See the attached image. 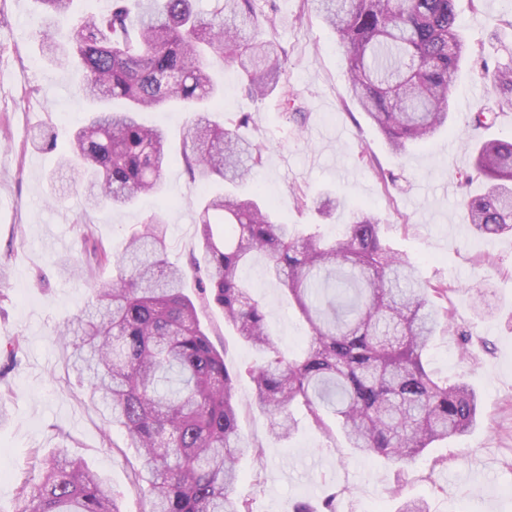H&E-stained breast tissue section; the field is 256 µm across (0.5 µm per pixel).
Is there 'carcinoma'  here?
Instances as JSON below:
<instances>
[{
	"label": "carcinoma",
	"mask_w": 512,
	"mask_h": 512,
	"mask_svg": "<svg viewBox=\"0 0 512 512\" xmlns=\"http://www.w3.org/2000/svg\"><path fill=\"white\" fill-rule=\"evenodd\" d=\"M36 2L49 31L42 55L79 71L96 105L63 153L68 188L82 190L87 209L160 195L171 162L167 136L139 113L174 104L191 113L181 159L203 188L196 224L205 266L192 263L198 299L185 293V270L164 258L157 211L119 253H100L112 262V281L94 286V298L59 331L73 347V369L139 449L131 492L148 496L146 512H253V499L232 493L244 448L237 372L202 329L197 300L221 308L236 336L265 355L249 375L278 440L290 437L300 408L325 437L339 432L351 450L403 467L472 430L478 394L436 377L423 361L451 321L441 304L448 285L423 280L362 210L340 238L327 239L278 223L259 190L237 192L261 163L262 146L211 120L222 101L210 69L235 64L252 98L280 87L286 52L263 37L274 14L262 0H212L205 12L195 0H111L109 10L78 15L65 31L58 21L74 0ZM313 2L344 49L352 97L395 153L447 126L468 53L455 0ZM484 77L495 110L473 113L475 128L512 111V65ZM472 162L480 189L464 201L466 223L482 236L512 233V136L477 143ZM215 180L224 192L207 190ZM257 254L307 323L310 343L299 359L280 350L241 279ZM32 469L39 482L20 484L16 512H123L107 481L64 448L34 451Z\"/></svg>",
	"instance_id": "carcinoma-1"
}]
</instances>
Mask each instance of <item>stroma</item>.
Listing matches in <instances>:
<instances>
[{"label": "stroma", "instance_id": "stroma-1", "mask_svg": "<svg viewBox=\"0 0 512 512\" xmlns=\"http://www.w3.org/2000/svg\"><path fill=\"white\" fill-rule=\"evenodd\" d=\"M277 23L268 37L288 53L281 84L303 106L307 119L284 115L279 94L245 95L234 66L216 68L224 88L220 117L233 127L252 117L243 135L260 143L254 179L279 222L307 229L324 223L339 233L357 208L381 220L380 236L415 264L424 280L448 285L450 328L431 344L430 370L463 378L478 393L482 412L468 435L436 444L404 468L373 455L353 453L301 420L295 434L274 439L254 403L249 367L261 352L240 341L211 306L199 317L211 341L236 368V400L246 449L237 492L251 496L253 512L320 508L336 496V512H395L406 498L425 499L430 512H512V235L478 236L465 224L462 201L473 171V144L488 135L512 134V112L500 113L491 131L475 130L472 112L490 105L483 62L512 59V0H456L458 24L473 49L452 92L447 132L392 153L348 91L342 51L311 0H274ZM41 19L35 0H0V512H15L17 488L37 479L34 453L67 449L101 474L122 498L124 512H145L148 501L130 491L136 449L107 423L70 365L56 332L91 298L89 283L70 276L69 264L86 259L97 244L119 249L153 212L167 223L171 262L190 269L203 257L194 222L199 185L183 164L167 170L162 197L123 209L85 212L79 193L51 202V179L60 177L62 147L84 122L89 102L73 71L48 63L40 51ZM43 126L57 150H38L28 137ZM341 201L332 218L315 208L320 193ZM242 277L266 308L270 332L297 356L308 346V327L255 256ZM489 286L491 315L476 314L474 291ZM263 446L255 455L254 446Z\"/></svg>", "mask_w": 512, "mask_h": 512}]
</instances>
